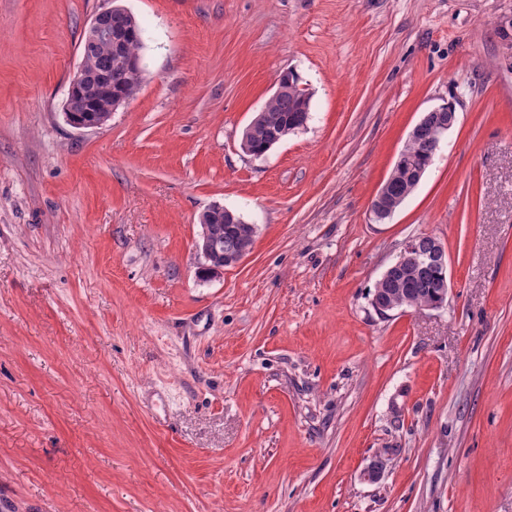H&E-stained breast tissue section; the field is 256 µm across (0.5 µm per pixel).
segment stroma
<instances>
[{
    "label": "stroma",
    "mask_w": 512,
    "mask_h": 512,
    "mask_svg": "<svg viewBox=\"0 0 512 512\" xmlns=\"http://www.w3.org/2000/svg\"><path fill=\"white\" fill-rule=\"evenodd\" d=\"M114 3L144 83L78 130L80 42ZM287 70L310 118L252 159ZM215 204L259 233L202 280ZM419 235L446 303L381 317ZM0 512H512V0H0ZM457 120L455 109L450 104H444L426 112L423 118L413 127L408 139H418L422 135L429 143V154L427 146L419 140L407 144L404 150L403 162L407 166H417L438 151L444 135L453 127ZM433 161V159H432ZM398 178L399 165L398 162H396L388 177L380 186L371 204V210L378 221H383L395 212V207L391 205L390 198L393 187L398 182Z\"/></svg>",
    "instance_id": "1"
}]
</instances>
